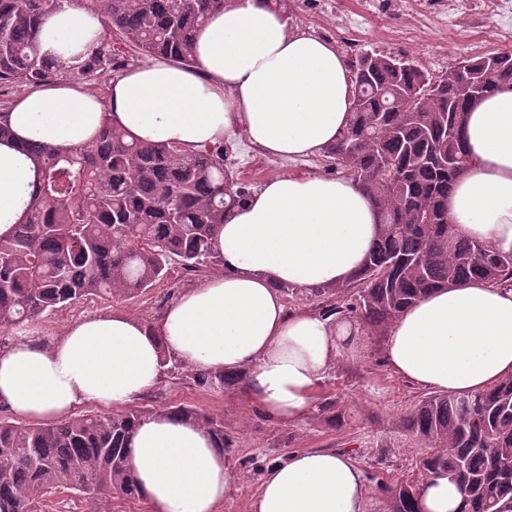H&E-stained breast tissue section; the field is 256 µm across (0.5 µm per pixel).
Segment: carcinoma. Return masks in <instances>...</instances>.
Returning a JSON list of instances; mask_svg holds the SVG:
<instances>
[{
	"mask_svg": "<svg viewBox=\"0 0 512 512\" xmlns=\"http://www.w3.org/2000/svg\"><path fill=\"white\" fill-rule=\"evenodd\" d=\"M89 2L109 28L98 50L61 69L40 52L45 18ZM226 0H0V96L33 91L65 77L102 92L129 60L161 57L195 64L194 37ZM354 102L348 125L324 150L373 200L380 233L348 283L311 289L341 298L363 285L350 311L383 336L404 309L430 291L465 281H512V255L464 238L448 224L445 203L468 165L465 113L475 86L485 97L512 86V53L458 60L434 78L409 58L367 53L350 65ZM24 152L38 176L24 217L0 238V329L93 297L133 298L167 278L218 270V225L247 198L224 164V144L192 153L171 142L144 143L105 121L98 136L69 151L34 144ZM196 386L224 390L243 376L191 370ZM164 412L192 423L220 448L233 447L224 421L189 405ZM157 411L133 406L112 415L82 414L52 424L0 419V512H42L51 495L74 490L93 506L102 495L139 496L128 467L137 428ZM406 431L428 445L423 477L440 474L459 488V512H512V376L467 394L424 398ZM388 512H419L417 485L391 489Z\"/></svg>",
	"mask_w": 512,
	"mask_h": 512,
	"instance_id": "cac0c4a2",
	"label": "carcinoma"
}]
</instances>
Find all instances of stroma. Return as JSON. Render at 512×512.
<instances>
[{"instance_id":"35a3bbf8","label":"stroma","mask_w":512,"mask_h":512,"mask_svg":"<svg viewBox=\"0 0 512 512\" xmlns=\"http://www.w3.org/2000/svg\"><path fill=\"white\" fill-rule=\"evenodd\" d=\"M284 11L291 27L332 41L346 61L367 51L392 53L412 58L435 77L463 56L512 50V0L493 16L483 0H286ZM224 158L252 189L272 174L337 173L322 154L296 160L266 157L242 133L225 143ZM208 275L205 269L188 273L176 266L136 297L90 298L6 331L4 340L13 342L24 332L51 344L70 323L96 314L123 312L154 321ZM383 344V338L365 337L359 361L336 363L315 392L311 415L294 425L266 418L249 404L242 388L205 391L180 372L164 375L139 403L156 409L186 404L223 418L224 431L234 441L227 454L240 478L222 512H246L267 468L308 449L335 450L356 460L368 487L365 512H387L385 487L421 478L428 447L406 433L404 423L430 392L390 369Z\"/></svg>"}]
</instances>
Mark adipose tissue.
Segmentation results:
<instances>
[{"label": "adipose tissue", "mask_w": 512, "mask_h": 512, "mask_svg": "<svg viewBox=\"0 0 512 512\" xmlns=\"http://www.w3.org/2000/svg\"><path fill=\"white\" fill-rule=\"evenodd\" d=\"M103 37L94 10L70 6L45 20L40 46L59 67ZM195 66L163 58L112 78L106 97L63 80L29 91L8 109L0 142V237L22 218L35 165L30 142L69 150L92 141L103 120L144 142L185 151L245 130L272 158L320 154L351 117L344 57L315 34L291 30L265 0H227L195 34ZM469 164L446 203L463 237L512 254V88L475 102L465 119ZM379 233L369 196L344 177L272 175L215 234L223 268L184 290L158 320L115 312L71 323L53 344L23 336L0 348V403L41 422L88 403L121 406L161 379L162 354L244 377V391L270 419L305 420L336 361L358 358L365 332L350 317L292 311L282 286L348 282ZM385 358L405 380L442 393H471L512 375V286L482 281L438 288L390 325ZM128 465L153 512H219L236 471L212 437L159 414L136 430ZM360 466L333 450H303L270 466L247 512H365ZM447 477L423 481L421 512H456Z\"/></svg>", "instance_id": "ef3b65f1"}]
</instances>
